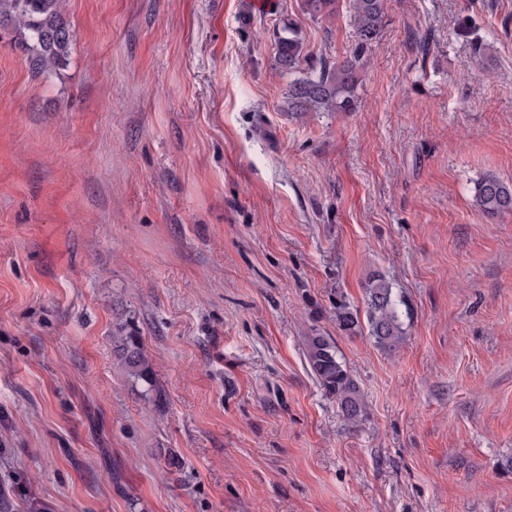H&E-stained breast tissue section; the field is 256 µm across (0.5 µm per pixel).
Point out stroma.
<instances>
[{
	"mask_svg": "<svg viewBox=\"0 0 512 512\" xmlns=\"http://www.w3.org/2000/svg\"><path fill=\"white\" fill-rule=\"evenodd\" d=\"M266 3L67 0L49 77L0 39V512H512V214L472 204L512 180V0H387L355 110L303 120L274 25L336 60L346 2ZM375 274L392 352L336 325ZM473 205L484 215L497 217L512 212V182L486 174L476 182ZM118 359L130 373L146 382H152V367L139 336H113ZM307 362L325 393L336 400L343 419L355 426L367 414V405L353 373L336 353L327 336L315 334L307 338Z\"/></svg>",
	"mask_w": 512,
	"mask_h": 512,
	"instance_id": "obj_1",
	"label": "stroma"
}]
</instances>
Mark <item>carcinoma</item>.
<instances>
[{"mask_svg":"<svg viewBox=\"0 0 512 512\" xmlns=\"http://www.w3.org/2000/svg\"><path fill=\"white\" fill-rule=\"evenodd\" d=\"M66 0H0V31L7 30L30 59L38 73L51 76L69 61L76 36L65 10ZM356 33L352 53L334 62L322 61L304 72V42L295 20L282 18L274 29V66L289 75L286 105L288 114L302 118L311 112H351L357 103V90L368 62L366 52L379 35L386 0H347ZM301 10L313 19L336 14V0H301ZM473 205L484 215L497 217L512 212V182L487 174L476 182ZM402 301L381 275L366 288V318L370 336L385 350H393L403 334ZM336 324L345 333L360 329L358 314L347 304H336ZM118 359L130 373L152 381V367L140 337H113ZM307 362L325 393L336 400L343 419L360 423L367 405L353 373L336 353L327 336L307 338Z\"/></svg>","mask_w":512,"mask_h":512,"instance_id":"1","label":"carcinoma"}]
</instances>
